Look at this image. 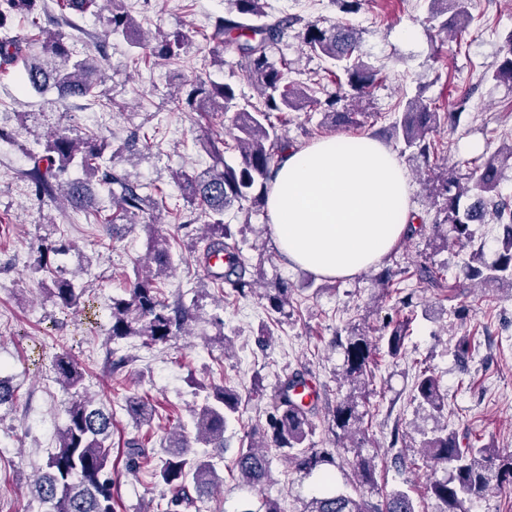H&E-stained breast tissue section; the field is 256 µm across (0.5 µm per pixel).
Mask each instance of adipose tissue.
Returning a JSON list of instances; mask_svg holds the SVG:
<instances>
[{"label": "adipose tissue", "mask_w": 512, "mask_h": 512, "mask_svg": "<svg viewBox=\"0 0 512 512\" xmlns=\"http://www.w3.org/2000/svg\"><path fill=\"white\" fill-rule=\"evenodd\" d=\"M277 252L348 279L379 262L413 219L407 172L377 137H329L284 152L267 195Z\"/></svg>", "instance_id": "adipose-tissue-1"}]
</instances>
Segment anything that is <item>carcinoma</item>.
<instances>
[{
  "mask_svg": "<svg viewBox=\"0 0 512 512\" xmlns=\"http://www.w3.org/2000/svg\"><path fill=\"white\" fill-rule=\"evenodd\" d=\"M61 22L74 24L77 18L97 15L98 0H58ZM112 0V12L106 25L114 32L125 34L131 47L149 57L174 63L178 61L189 40V33L175 31L147 40L140 34L134 17ZM432 20L439 21L437 34H458L473 20L472 0H425ZM231 9L215 19L208 39L219 46L218 53L237 58L236 64L248 81L261 91L256 102L238 101L233 86L196 80L177 85L172 100L177 109L200 112L214 117L232 113L230 129L212 131L204 137V149L211 165L202 171L183 169L174 179L187 204L205 218L208 237L197 256V262L214 251L229 253V265L206 270L210 281L229 289L235 297L255 292L257 279L239 247L234 225L224 223V211L234 204L250 202L266 204L274 168L284 150L293 145L279 133L285 117L308 106L324 108V123L338 128H354L365 124L367 113L359 107L361 99L383 81L382 72L365 62L361 53L359 30L347 22L324 26L290 14L277 17L269 12L267 0H228ZM24 22L14 34L0 39V71H17L23 85L38 93L55 91L58 99L99 101L96 89L104 77V52L100 49H75L71 37L59 29L47 27L50 17L43 0H0V30ZM297 29V38L307 51L326 57L336 65V95L321 102L313 86L289 81L288 62L275 64L268 56L269 47ZM482 79L512 85V32L505 37V51L492 62ZM351 100V107L337 109V104ZM458 112H439L417 94L406 100L403 110L390 123L392 136L404 145L411 156L430 166L439 160V145L429 133L446 122H459ZM126 143L117 146L103 134L82 132L72 125L61 126L50 133L40 150L28 153L29 166L22 178L32 199L42 202L63 195L71 206L86 213L93 185H107L115 201L112 220H134L143 214L153 216L165 210L163 197L143 191L112 161L122 157ZM234 154L227 162L225 155ZM512 169V144L494 151L466 172L448 168L433 187L442 198L443 218L434 225L431 246L465 248L475 241L473 225L492 219L504 229L501 250L492 262H486L475 252L464 265V277L498 289L512 292V200L502 196L499 185L505 170ZM148 233L146 252L134 263V275L127 279L123 294L112 298L109 311L107 341L140 342L153 348L165 345L172 338L189 333L195 320L196 301L186 303L183 297L169 300L161 287L173 267L168 240L159 233L156 224L143 225ZM71 249L69 241L41 238L35 249L34 269L42 274L40 287L46 297L61 311L90 304L88 285L76 275L56 264L57 257ZM431 288L452 302L449 313L460 317L465 305V284L459 277H447L423 263L403 271L402 281ZM271 312L280 319L290 316L291 288L279 282L263 294ZM413 318L406 316L388 323L381 336L347 332L336 335V346L343 350L341 379L349 391L340 397L332 410L331 432L339 442L354 439L351 467L355 479L362 485L376 481L375 457L361 453L366 438L362 429L364 412L372 378L374 357L382 354L391 360L402 358L410 336ZM133 358L107 352L111 374L126 368ZM55 381L68 395L65 403L66 422L57 432V448L49 457L46 470L29 484L28 490L45 512H115L112 495V472L108 468L111 456L109 439L112 413L94 404L86 396L85 371L67 351L57 353L53 360ZM302 372L286 374L278 379L271 394L266 423L248 431L236 455L239 487L260 494L257 509L244 512H282L279 501L264 492L272 477V458L266 449L276 448L288 463L308 473L325 465H335L334 456L314 447L316 409L302 403L294 394L304 384ZM203 392L200 404L193 410L192 432L198 444L212 448L224 447V432L228 424L239 419L242 396L224 384H198ZM411 400L429 410L436 426L431 436L420 444L423 463L432 469L426 493L439 504V512H463L466 501L483 496L493 485H512V451H505L491 441L474 436L461 444L456 431L448 429L442 420L448 411V394L441 388L435 371L424 367L415 374ZM125 410L137 426L151 423L154 405L137 393L126 396ZM170 456L158 460L154 476L174 490L173 495L157 505V512H183L214 494L220 479L215 464L198 455H188V432L181 429L168 436ZM148 458L144 445L134 439L128 442L126 466L140 468ZM443 476H437V472ZM300 512H417L414 497L397 490L386 497L383 507L372 506L360 495L341 492L331 485V476L322 475V485L304 504Z\"/></svg>",
  "mask_w": 512,
  "mask_h": 512,
  "instance_id": "carcinoma-1",
  "label": "carcinoma"
}]
</instances>
